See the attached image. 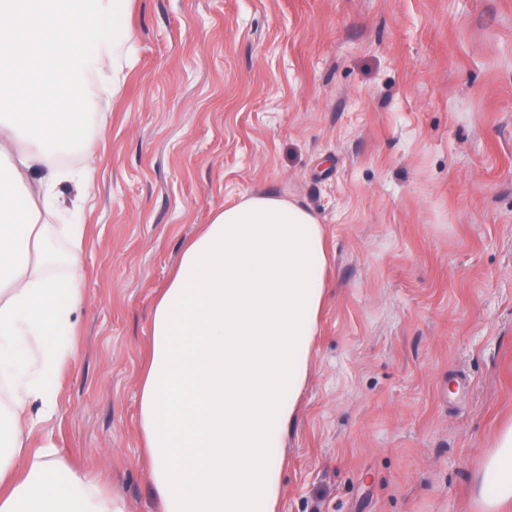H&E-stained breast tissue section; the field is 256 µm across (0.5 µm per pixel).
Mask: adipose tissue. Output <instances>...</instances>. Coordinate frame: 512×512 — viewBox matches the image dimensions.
<instances>
[{
    "mask_svg": "<svg viewBox=\"0 0 512 512\" xmlns=\"http://www.w3.org/2000/svg\"><path fill=\"white\" fill-rule=\"evenodd\" d=\"M130 0H0V512H125L69 470L49 442L47 392L75 356L84 227L51 224L53 186L94 170L90 98L118 91L134 54ZM47 171L32 180L34 167ZM67 248L54 249V235ZM331 255L320 217L298 200L251 194L216 208L183 245L151 313L138 379V429L161 512H275L271 450L299 420ZM63 266L64 277L53 270ZM58 340L45 344L47 334ZM68 471L58 484L56 476ZM491 506L512 503V425L483 475Z\"/></svg>",
    "mask_w": 512,
    "mask_h": 512,
    "instance_id": "obj_1",
    "label": "adipose tissue"
}]
</instances>
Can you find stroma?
<instances>
[{
  "instance_id": "stroma-1",
  "label": "stroma",
  "mask_w": 512,
  "mask_h": 512,
  "mask_svg": "<svg viewBox=\"0 0 512 512\" xmlns=\"http://www.w3.org/2000/svg\"><path fill=\"white\" fill-rule=\"evenodd\" d=\"M94 100L85 305L35 440L158 512L137 378L152 301L214 208L272 192L333 254L277 512H493L512 423V0H133ZM497 451L483 475V494L492 507L512 502V425L499 434Z\"/></svg>"
}]
</instances>
